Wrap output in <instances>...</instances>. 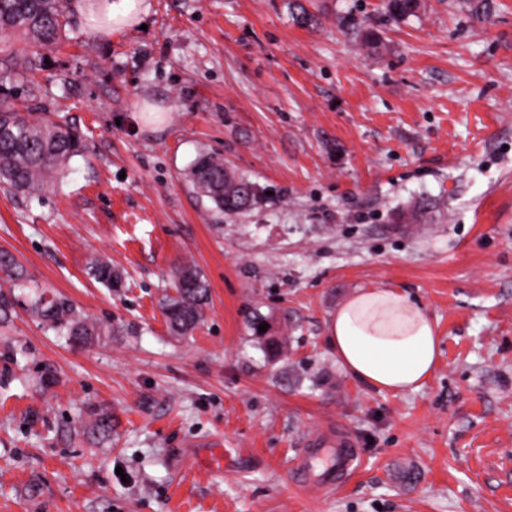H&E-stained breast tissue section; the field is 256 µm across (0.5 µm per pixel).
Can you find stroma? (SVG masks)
<instances>
[{"label": "stroma", "mask_w": 512, "mask_h": 512, "mask_svg": "<svg viewBox=\"0 0 512 512\" xmlns=\"http://www.w3.org/2000/svg\"><path fill=\"white\" fill-rule=\"evenodd\" d=\"M490 3L395 22L383 0H151L109 39L74 17L35 83L13 77L85 150L38 196L0 189V250L112 333L76 344L24 304L0 323V512H512V0ZM202 153L257 206L217 212L188 179ZM185 260L211 296L174 336L161 302ZM381 286L437 325L414 393L354 378L328 341L337 306ZM338 423L360 467L292 486L303 441ZM89 265V271L98 282L108 288H118L120 286V273L112 268L111 261L95 256L90 259Z\"/></svg>", "instance_id": "1"}]
</instances>
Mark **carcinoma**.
I'll list each match as a JSON object with an SVG mask.
<instances>
[{
    "mask_svg": "<svg viewBox=\"0 0 512 512\" xmlns=\"http://www.w3.org/2000/svg\"><path fill=\"white\" fill-rule=\"evenodd\" d=\"M70 0H0V81L18 72L33 80L44 69L43 50L59 40L69 23ZM391 20L404 21L417 15L420 0H388ZM25 41L24 56L12 50L11 36ZM79 132L65 120L55 121L35 112L23 102L0 97V188L15 194H38L60 183L70 160L82 153ZM190 181L220 212L244 213L258 200L255 185L224 166V160L201 154L189 172ZM89 271L109 288L121 284L112 262L95 256ZM26 272L8 251L0 250V320L8 319L19 304L14 289L25 286ZM175 293L162 304L167 327L174 336H184L203 320L209 303L210 286L190 262L176 266ZM48 328L74 341L84 342L103 333L102 327L78 311L63 297L39 295L30 304ZM92 433H112V418L97 413L90 424Z\"/></svg>",
    "mask_w": 512,
    "mask_h": 512,
    "instance_id": "1",
    "label": "carcinoma"
}]
</instances>
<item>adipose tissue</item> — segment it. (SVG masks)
<instances>
[{"instance_id":"ef3b65f1","label":"adipose tissue","mask_w":512,"mask_h":512,"mask_svg":"<svg viewBox=\"0 0 512 512\" xmlns=\"http://www.w3.org/2000/svg\"><path fill=\"white\" fill-rule=\"evenodd\" d=\"M95 37L140 25L147 0H73ZM337 362L380 391L419 390L435 371L438 331L421 304L395 288H367L340 304L327 324Z\"/></svg>"}]
</instances>
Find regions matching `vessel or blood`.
Returning a JSON list of instances; mask_svg holds the SVG:
<instances>
[{
  "instance_id": "1",
  "label": "vessel or blood",
  "mask_w": 512,
  "mask_h": 512,
  "mask_svg": "<svg viewBox=\"0 0 512 512\" xmlns=\"http://www.w3.org/2000/svg\"><path fill=\"white\" fill-rule=\"evenodd\" d=\"M361 451L345 428L325 433L307 442L292 461L291 482L307 490H326L358 466Z\"/></svg>"
}]
</instances>
